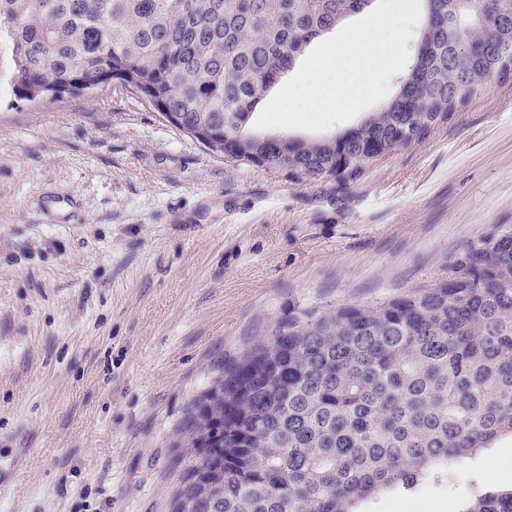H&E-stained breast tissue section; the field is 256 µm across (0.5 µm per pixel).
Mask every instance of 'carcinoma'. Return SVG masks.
<instances>
[{"label": "carcinoma", "instance_id": "1", "mask_svg": "<svg viewBox=\"0 0 512 512\" xmlns=\"http://www.w3.org/2000/svg\"><path fill=\"white\" fill-rule=\"evenodd\" d=\"M370 0H0L13 94L27 102L120 82L240 164L348 172L424 140L512 60V0H442L395 96L359 126L304 139L254 130L255 106L314 39ZM474 32L454 46L457 23ZM184 423L174 512H357L381 493L463 470L512 439V226L472 244L448 279L376 305L303 309L224 367ZM461 512H512V488Z\"/></svg>", "mask_w": 512, "mask_h": 512}]
</instances>
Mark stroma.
Returning <instances> with one entry per match:
<instances>
[{
    "instance_id": "35a3bbf8",
    "label": "stroma",
    "mask_w": 512,
    "mask_h": 512,
    "mask_svg": "<svg viewBox=\"0 0 512 512\" xmlns=\"http://www.w3.org/2000/svg\"><path fill=\"white\" fill-rule=\"evenodd\" d=\"M512 225V79L353 176L208 151L113 84L45 105L0 85V512H172L182 428L290 310L445 279ZM512 441L359 512H459Z\"/></svg>"
}]
</instances>
